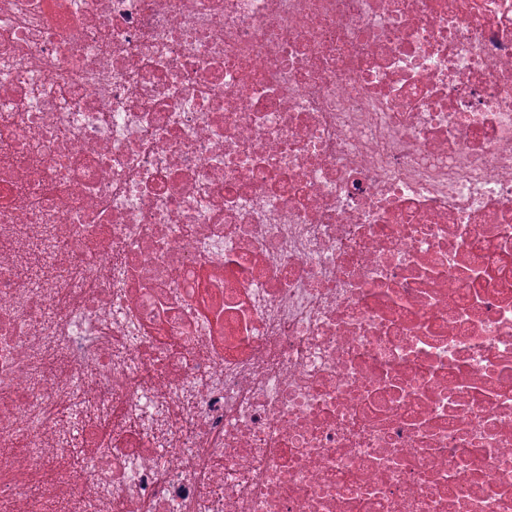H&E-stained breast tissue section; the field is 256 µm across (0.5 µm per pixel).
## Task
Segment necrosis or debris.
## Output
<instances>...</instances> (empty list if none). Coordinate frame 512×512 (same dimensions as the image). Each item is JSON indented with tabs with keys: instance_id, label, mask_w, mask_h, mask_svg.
I'll return each mask as SVG.
<instances>
[{
	"instance_id": "4bbe7bcc",
	"label": "necrosis or debris",
	"mask_w": 512,
	"mask_h": 512,
	"mask_svg": "<svg viewBox=\"0 0 512 512\" xmlns=\"http://www.w3.org/2000/svg\"><path fill=\"white\" fill-rule=\"evenodd\" d=\"M56 502L512 512V0H0V512Z\"/></svg>"
}]
</instances>
